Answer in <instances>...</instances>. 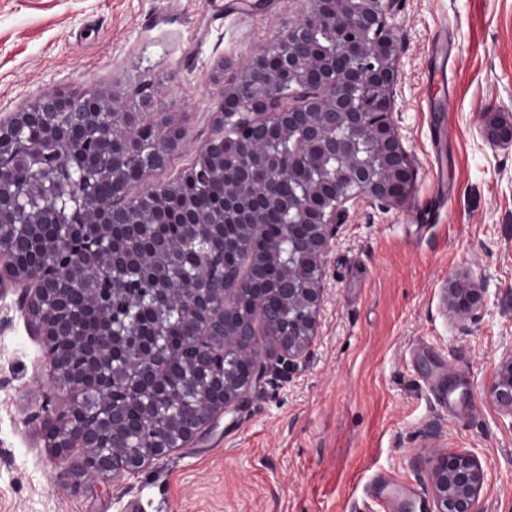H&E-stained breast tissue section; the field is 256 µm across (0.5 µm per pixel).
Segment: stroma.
Listing matches in <instances>:
<instances>
[{
    "label": "stroma",
    "mask_w": 512,
    "mask_h": 512,
    "mask_svg": "<svg viewBox=\"0 0 512 512\" xmlns=\"http://www.w3.org/2000/svg\"><path fill=\"white\" fill-rule=\"evenodd\" d=\"M307 0H0V119L49 91L142 102L183 143L129 197L173 182L217 127L222 86L307 10ZM395 120L414 168L407 201L350 212L325 256L316 336L294 369L258 336L266 377L185 446L140 472L89 482L82 449L55 459L33 414L73 395L45 343L0 292V512H384L380 474L434 512L437 451H469L487 474L480 512H512V415L490 395L512 355V148L479 132L512 113V0H399ZM448 45V80L428 69ZM485 295L466 326L449 281Z\"/></svg>",
    "instance_id": "obj_1"
}]
</instances>
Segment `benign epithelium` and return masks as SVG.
<instances>
[{"instance_id":"7a95c632","label":"benign epithelium","mask_w":512,"mask_h":512,"mask_svg":"<svg viewBox=\"0 0 512 512\" xmlns=\"http://www.w3.org/2000/svg\"><path fill=\"white\" fill-rule=\"evenodd\" d=\"M308 12L261 45L238 80L220 92L216 122L242 114L234 136L224 142L209 140L202 153L221 154L224 167V205L210 216L189 215L182 225L190 233L208 224L224 225V257L246 265L234 280H216L213 270L198 264L195 281L208 284L205 298L186 280L171 272L159 276L160 285L146 296L161 313L172 306L198 322L196 335L200 359L208 363L217 347L232 351L244 369L236 385L217 381L200 393L193 404L195 417L182 424L177 446L193 440L215 422L218 415L241 401L258 383L265 369L258 360L255 322L265 327L288 367L296 365L317 332L318 312L323 297L324 257L338 225L363 203L404 202L411 190L414 172L393 118L391 94L397 82L399 43L394 26L398 0H309ZM327 26L336 36V52H322L311 31ZM60 113L106 115L111 124L97 136L99 155L112 158V150L138 138L139 127L124 117L112 116L109 103L95 98L52 92L39 98L32 109L16 112L0 121V153L11 128L36 120L48 129V137L61 141L73 131L56 122ZM490 143L512 148V114L486 112L479 127ZM159 149L170 154L181 143L184 132L178 125L162 121L155 126ZM286 140V154L273 151ZM288 191V222L280 220L283 191ZM100 236L85 251L78 264L80 277L96 279L101 268L119 275L139 243L135 226L126 223L122 212L107 209L93 212ZM267 224L276 225L275 241L288 242V311L270 312L264 289L255 291L251 315L245 319L236 305L239 282L253 276L268 259L245 253L247 232ZM14 248L0 244V282L4 277L22 285L21 307L46 343L65 337L67 354H80L82 361L53 359L56 382L80 395L99 398L98 421L76 431L83 419L80 400L44 423L57 457L80 447L86 455L80 474L94 482L101 478L137 472L146 460L162 457L171 449L157 442L141 455H126L112 447V428L121 420L112 409L117 392L112 374L99 367L102 356L117 345L112 317L104 314L106 301L91 304L103 313L104 331L91 336L82 313L66 307V297L41 281L36 270L14 261ZM484 288L477 280L454 281L445 288V303L453 316L465 322L482 308ZM133 370L145 385L157 391L156 357L146 347L136 346ZM490 393L504 411L512 415V355L498 367ZM435 512H479L477 505L486 484L485 470L470 452L447 453L433 459L430 470Z\"/></svg>"}]
</instances>
